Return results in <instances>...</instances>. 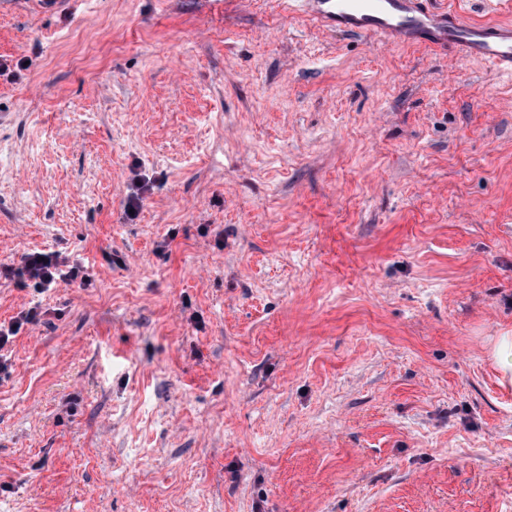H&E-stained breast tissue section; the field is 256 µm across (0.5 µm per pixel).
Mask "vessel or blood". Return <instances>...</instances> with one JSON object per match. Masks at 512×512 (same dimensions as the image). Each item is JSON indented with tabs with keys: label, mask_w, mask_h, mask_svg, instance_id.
I'll return each mask as SVG.
<instances>
[{
	"label": "vessel or blood",
	"mask_w": 512,
	"mask_h": 512,
	"mask_svg": "<svg viewBox=\"0 0 512 512\" xmlns=\"http://www.w3.org/2000/svg\"><path fill=\"white\" fill-rule=\"evenodd\" d=\"M296 8L332 31L420 44L512 71V25L469 22L430 0H296Z\"/></svg>",
	"instance_id": "obj_1"
}]
</instances>
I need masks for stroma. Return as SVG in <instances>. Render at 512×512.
<instances>
[{"mask_svg": "<svg viewBox=\"0 0 512 512\" xmlns=\"http://www.w3.org/2000/svg\"><path fill=\"white\" fill-rule=\"evenodd\" d=\"M33 250L82 277L0 280V512H512V75L288 0H0ZM37 315V311L32 308L26 312H20V315L15 317V320L12 321L7 328L5 325L2 328V324H0V369L1 367L6 369V362L8 361L7 356L2 354V351L6 350L8 352V347L13 343V339L17 335L20 327L24 323L33 322ZM3 357L5 358L1 361ZM491 356L495 367L500 371V385L507 387L512 384V336H497L493 342Z\"/></svg>", "mask_w": 512, "mask_h": 512, "instance_id": "35a3bbf8", "label": "stroma"}]
</instances>
